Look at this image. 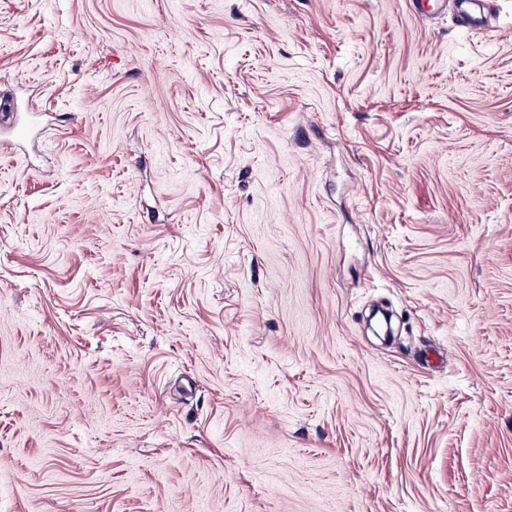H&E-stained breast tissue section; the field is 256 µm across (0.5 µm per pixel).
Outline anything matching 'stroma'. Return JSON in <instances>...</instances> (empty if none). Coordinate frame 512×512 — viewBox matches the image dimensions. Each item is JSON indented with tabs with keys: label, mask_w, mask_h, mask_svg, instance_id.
I'll use <instances>...</instances> for the list:
<instances>
[{
	"label": "stroma",
	"mask_w": 512,
	"mask_h": 512,
	"mask_svg": "<svg viewBox=\"0 0 512 512\" xmlns=\"http://www.w3.org/2000/svg\"><path fill=\"white\" fill-rule=\"evenodd\" d=\"M0 512H512V0H0ZM456 13V22L462 30L485 28L493 15L495 0H450Z\"/></svg>",
	"instance_id": "35a3bbf8"
}]
</instances>
